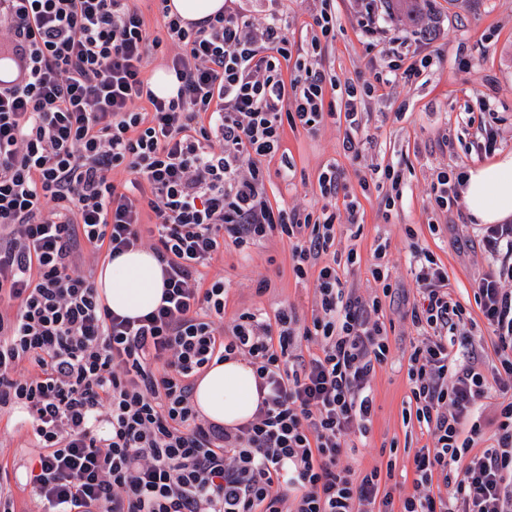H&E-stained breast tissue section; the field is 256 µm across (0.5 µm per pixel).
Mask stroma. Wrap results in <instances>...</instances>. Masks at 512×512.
Returning a JSON list of instances; mask_svg holds the SVG:
<instances>
[{"label": "stroma", "instance_id": "1", "mask_svg": "<svg viewBox=\"0 0 512 512\" xmlns=\"http://www.w3.org/2000/svg\"><path fill=\"white\" fill-rule=\"evenodd\" d=\"M276 9L288 21L292 53L305 55L316 30L314 17L319 0H277ZM267 0H254L256 17H263ZM336 35L317 61L336 76L337 83L366 76L370 67L384 63L378 49L359 35L355 0H336ZM378 10L384 25L403 37L410 50L437 55L438 61L412 83L378 90L364 110L369 134L361 147V158L352 161L343 142L344 121L326 120L318 130L285 128L281 151L294 164L290 179L272 176L267 194L272 205L285 204L317 208L322 204L317 179L327 165L340 171L344 189L336 199L337 212L357 203L362 216L360 233L350 237L338 228L336 248H355L360 266L346 275L357 295L369 297L378 290L368 267L378 240L389 243V265L398 285L394 301L383 304L381 318L390 323V356L377 368L371 381L374 394L372 429L352 464L359 469L385 465L388 457L381 449L397 443L402 451L396 462L403 475L404 494L414 491L413 462L408 449L430 444L417 423H405L409 385L405 364L417 332L402 314L417 295L408 261L411 240L428 248L448 271V286L454 298L469 309L475 320L474 340L482 348L487 366L497 357L490 336L469 290L474 276L488 271L491 262L474 237L473 221L465 204L453 207L447 216L434 218L431 183L442 168L468 169L482 165L470 143L477 128L467 124L466 115L475 111L480 99H490L491 113L486 123L501 136L500 155H512V0H431L415 23L405 21L379 0ZM437 30L439 37L425 43V29ZM402 163L404 189L391 208H384L377 192H364L360 179L370 167L389 161ZM438 228H431V220ZM207 280L224 281V324L232 326L241 313L261 311L274 315L277 309L294 306L300 318H310L314 304L312 282L297 281L292 272L291 247L287 239L272 237L242 253L232 242L206 269ZM268 281L265 292H257L259 281ZM34 438L19 414H0V486L10 490L16 512H41L42 506L30 489L21 484L24 466L35 454Z\"/></svg>", "mask_w": 512, "mask_h": 512}]
</instances>
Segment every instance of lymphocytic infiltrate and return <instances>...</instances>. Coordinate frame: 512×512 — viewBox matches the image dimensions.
<instances>
[{
    "mask_svg": "<svg viewBox=\"0 0 512 512\" xmlns=\"http://www.w3.org/2000/svg\"><path fill=\"white\" fill-rule=\"evenodd\" d=\"M360 34L389 58L346 84L344 147L358 154L365 97L409 84L434 64L403 65L400 37L359 0ZM150 34L129 0H0V412L25 411L39 450L28 478L44 512H512V224H483L493 267L473 297L494 336L485 375L433 253L410 244L419 339L408 356L409 402L432 447L413 453V494L396 497L380 467L341 459L369 432L371 379L390 347L380 319L391 296L386 246L373 252L380 295L360 300L343 276L355 249L336 251L335 167L318 176L316 210L272 205L268 169L285 126L336 117L331 72L292 61L277 12L237 4L184 24L162 8ZM173 47L170 94L144 70ZM123 168L128 180L114 182ZM292 244V270L312 279L315 307L274 318L241 313L225 328L224 283L204 268L225 241L246 250L271 236ZM149 246L161 267L159 305L116 314L79 269L83 247L108 259ZM319 352L303 355L302 342ZM246 358L258 405L225 426L194 404L214 362ZM501 397L493 433L481 409Z\"/></svg>",
    "mask_w": 512,
    "mask_h": 512,
    "instance_id": "f902f5d3",
    "label": "lymphocytic infiltrate"
}]
</instances>
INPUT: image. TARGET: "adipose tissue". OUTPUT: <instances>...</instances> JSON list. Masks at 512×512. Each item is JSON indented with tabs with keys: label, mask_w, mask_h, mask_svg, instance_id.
<instances>
[{
	"label": "adipose tissue",
	"mask_w": 512,
	"mask_h": 512,
	"mask_svg": "<svg viewBox=\"0 0 512 512\" xmlns=\"http://www.w3.org/2000/svg\"><path fill=\"white\" fill-rule=\"evenodd\" d=\"M463 195L478 223L497 224L511 215L512 155L469 169ZM97 287L113 312L139 316L160 302L161 270L149 251H132L100 267ZM195 401L204 415L217 423L232 426L251 419L257 406L252 367L230 360L209 368L196 384Z\"/></svg>",
	"instance_id": "ef3b65f1"
}]
</instances>
